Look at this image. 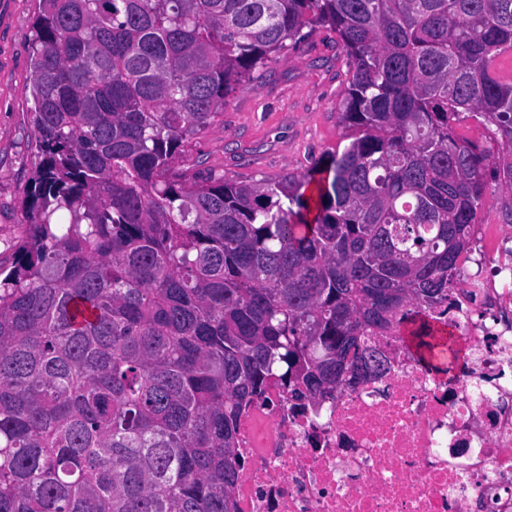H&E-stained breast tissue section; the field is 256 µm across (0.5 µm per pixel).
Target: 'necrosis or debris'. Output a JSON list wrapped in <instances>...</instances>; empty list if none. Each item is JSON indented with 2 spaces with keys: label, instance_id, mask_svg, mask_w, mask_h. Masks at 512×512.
Returning a JSON list of instances; mask_svg holds the SVG:
<instances>
[{
  "label": "necrosis or debris",
  "instance_id": "obj_1",
  "mask_svg": "<svg viewBox=\"0 0 512 512\" xmlns=\"http://www.w3.org/2000/svg\"><path fill=\"white\" fill-rule=\"evenodd\" d=\"M449 318L471 344L447 376L404 335L379 337L380 378L294 407L271 387L239 419L238 512H512V272L478 224Z\"/></svg>",
  "mask_w": 512,
  "mask_h": 512
}]
</instances>
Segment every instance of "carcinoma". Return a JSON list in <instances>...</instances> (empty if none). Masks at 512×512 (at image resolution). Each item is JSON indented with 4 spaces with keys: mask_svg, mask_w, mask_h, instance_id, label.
<instances>
[{
    "mask_svg": "<svg viewBox=\"0 0 512 512\" xmlns=\"http://www.w3.org/2000/svg\"><path fill=\"white\" fill-rule=\"evenodd\" d=\"M33 28L0 512H236L239 416L269 385L332 399L385 373L371 340L401 329L460 364L429 310L454 307L489 184L512 196V0H40ZM317 28L347 59L342 151L277 181L173 168Z\"/></svg>",
    "mask_w": 512,
    "mask_h": 512,
    "instance_id": "1",
    "label": "carcinoma"
}]
</instances>
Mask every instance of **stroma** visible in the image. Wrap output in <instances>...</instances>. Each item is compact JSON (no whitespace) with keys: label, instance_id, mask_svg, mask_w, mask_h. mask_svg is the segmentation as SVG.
Wrapping results in <instances>:
<instances>
[{"label":"stroma","instance_id":"obj_1","mask_svg":"<svg viewBox=\"0 0 512 512\" xmlns=\"http://www.w3.org/2000/svg\"><path fill=\"white\" fill-rule=\"evenodd\" d=\"M38 0H0V266L10 267L30 221L26 200L39 162L31 115L33 15ZM346 59L319 29L231 97L219 121L175 160L176 168L236 182L275 180L343 149L337 108Z\"/></svg>","mask_w":512,"mask_h":512}]
</instances>
